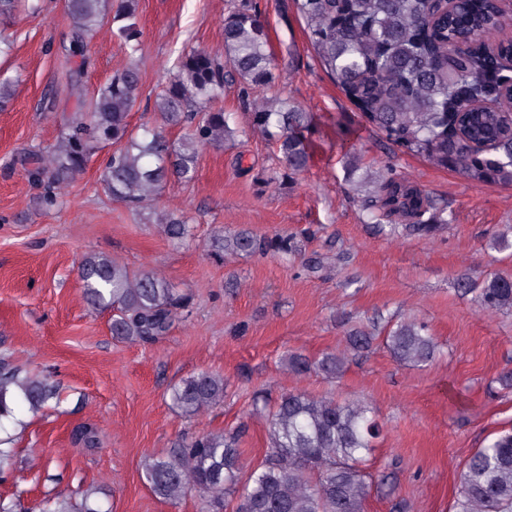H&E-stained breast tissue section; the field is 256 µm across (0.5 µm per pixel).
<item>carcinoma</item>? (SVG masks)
<instances>
[{
  "label": "carcinoma",
  "mask_w": 512,
  "mask_h": 512,
  "mask_svg": "<svg viewBox=\"0 0 512 512\" xmlns=\"http://www.w3.org/2000/svg\"><path fill=\"white\" fill-rule=\"evenodd\" d=\"M103 0H66L75 36L93 31L105 18ZM305 18L311 47L361 118L406 155L451 168L469 179L512 185V74L504 66L512 55V36L494 42L485 37L505 26L493 0H295ZM116 34L130 55L140 51L136 0H125L112 18ZM273 57L265 25L245 0L224 16V60L200 49L181 53L172 75L156 95L154 111L168 126L187 129L175 142L161 130H130L139 96V75L130 66L102 84L83 117L48 154L32 152L35 174L45 182L43 203L57 201L55 189L85 170L92 157L111 146L101 181L112 198L139 207L157 196L171 176L195 179L200 150L221 146L233 134L224 110L211 103L224 95V84L239 82L249 90L274 80ZM252 128L275 140L285 175L293 177L312 158V116L286 99L252 112ZM366 204L375 220L405 219L404 229L432 233L445 208L394 167L375 179ZM428 220H423L424 215ZM164 232L172 240L191 235L188 219L171 212ZM211 255L276 254L299 250L293 236H259L239 229L217 237ZM80 278L87 302L112 310V335L145 341L165 334L176 317H187L191 299L164 278L134 272L101 254L86 256ZM458 287L478 291L484 308L512 307V276L491 273L473 288L462 276ZM375 336L358 330L346 338L341 353L318 359L286 356L296 373L334 375L348 360L367 351ZM386 345L405 365L425 366L435 357L437 342L426 327L411 319L386 322ZM171 400L183 412L224 402V378L201 372L171 388ZM61 401L60 385L30 375L0 356V419L14 416L19 403L36 413ZM251 413L267 418L269 446L264 459L244 474L240 426L182 439L164 454L148 456L143 476L158 496L176 502L194 491L202 512H224L226 498L235 512H363L369 483L360 469L373 448L381 425L361 403L289 392L274 406L252 400ZM75 440L88 448L98 444L97 429L77 427ZM98 489L79 500L45 499L40 512H101ZM454 512H512V429L479 448L460 474Z\"/></svg>",
  "instance_id": "carcinoma-1"
}]
</instances>
